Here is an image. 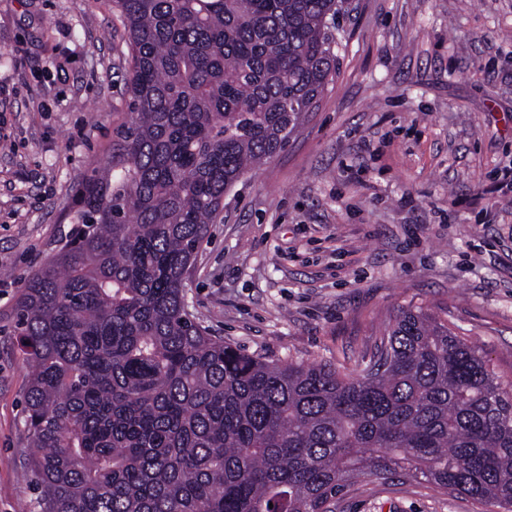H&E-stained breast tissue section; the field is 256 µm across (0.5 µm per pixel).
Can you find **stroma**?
I'll return each instance as SVG.
<instances>
[{"mask_svg":"<svg viewBox=\"0 0 512 512\" xmlns=\"http://www.w3.org/2000/svg\"><path fill=\"white\" fill-rule=\"evenodd\" d=\"M336 37L315 111L225 195L189 304L245 353L339 368L422 306L512 384V0H353ZM128 69L112 0H0V512L35 496L14 302L129 121ZM333 512L485 509L361 478Z\"/></svg>","mask_w":512,"mask_h":512,"instance_id":"stroma-1","label":"stroma"}]
</instances>
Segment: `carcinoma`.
Instances as JSON below:
<instances>
[{
    "label": "carcinoma",
    "instance_id": "carcinoma-1",
    "mask_svg": "<svg viewBox=\"0 0 512 512\" xmlns=\"http://www.w3.org/2000/svg\"><path fill=\"white\" fill-rule=\"evenodd\" d=\"M112 4L130 123L15 302L26 512H332L397 475L512 512V386L441 318L400 310L341 371L244 354L187 302L224 195L336 76L339 0Z\"/></svg>",
    "mask_w": 512,
    "mask_h": 512
}]
</instances>
